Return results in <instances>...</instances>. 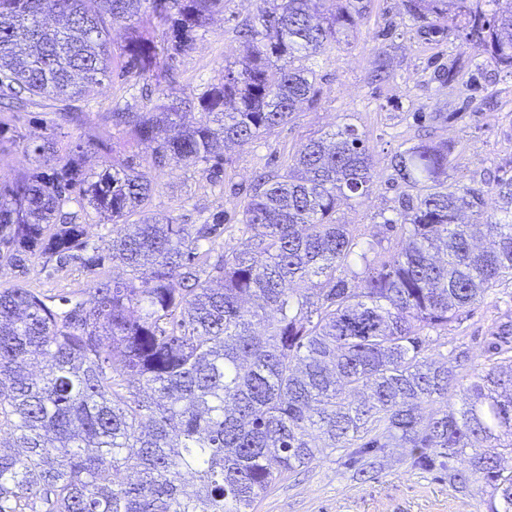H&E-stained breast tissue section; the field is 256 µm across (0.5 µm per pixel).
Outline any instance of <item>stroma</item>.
<instances>
[{"instance_id":"1","label":"stroma","mask_w":512,"mask_h":512,"mask_svg":"<svg viewBox=\"0 0 512 512\" xmlns=\"http://www.w3.org/2000/svg\"><path fill=\"white\" fill-rule=\"evenodd\" d=\"M260 5V0H224L223 12L198 29L190 50L172 61L169 78L113 71L96 92L76 102L80 121L62 120L56 108L37 97L19 111L0 107V188L43 169L34 152L43 138L54 137L64 160L82 145L80 163L87 177L130 163L153 173L156 187L148 212L181 224L223 215V235L199 248L213 261L240 243L242 208L255 179L275 176L309 140L348 122L370 147L376 181L368 196L340 201L336 221L354 228L377 252L390 255L402 243L399 230L388 227L398 219L406 194L392 178L391 160L421 142L447 143L449 188L483 189L489 214L499 216L492 188L498 177L512 175V71L489 65L483 48L462 44L455 32L421 36L406 0H369L357 32L338 37L308 60L318 91L314 104L302 105L288 123L250 144L226 149L220 174L177 159L155 169L150 148L113 127V108L142 112L200 96L225 66L241 59L239 32ZM105 276L127 279L131 273L109 263L94 271L77 261L60 267L36 259L24 271L0 263V289L19 286L88 305L95 282ZM510 316L512 280L449 324L429 353L469 379L474 369L489 366L488 344ZM480 497L478 487L458 492L447 480L413 469L408 449L392 448L373 481H352L344 459L333 454L279 480L254 512H475Z\"/></svg>"}]
</instances>
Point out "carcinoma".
Masks as SVG:
<instances>
[{"instance_id":"1","label":"carcinoma","mask_w":512,"mask_h":512,"mask_svg":"<svg viewBox=\"0 0 512 512\" xmlns=\"http://www.w3.org/2000/svg\"><path fill=\"white\" fill-rule=\"evenodd\" d=\"M262 2L240 31L239 67L197 97L196 125L173 104L112 113L153 145L154 167L176 157L214 168L227 145L290 121L317 97L297 61L366 17L365 0L331 15L328 0ZM491 2L489 15L471 0H407V11L427 35L452 19L512 70V0ZM145 4L181 54L224 0H0V98L70 109L112 75L115 24L130 29L122 69L162 75L154 41L135 30ZM392 168L409 193L390 228L406 244L380 262L336 223L340 198L366 195L375 178L349 123L253 189L245 241L213 264L197 248L224 233L220 215L127 223L154 191L130 165L90 180L73 157L1 190L0 262L102 265L84 225L56 223L75 193L112 221V262L152 287L102 277L94 306L65 298L64 311L27 288L0 290V432L13 440L0 446V512H252L328 448L360 482L376 478L386 449L408 448L414 468L460 491L481 484L477 512H512V324L489 345L496 362L466 385L428 355L431 333L512 279V176L495 184L497 220L482 190L448 188L446 144L399 151ZM351 274L363 287H349Z\"/></svg>"}]
</instances>
